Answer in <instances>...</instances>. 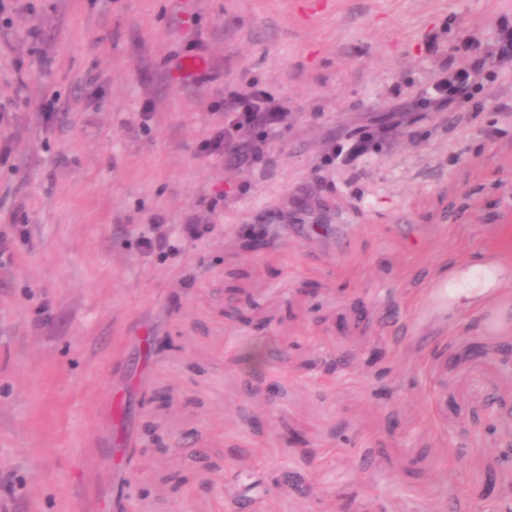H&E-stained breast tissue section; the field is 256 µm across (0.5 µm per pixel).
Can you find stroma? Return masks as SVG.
I'll list each match as a JSON object with an SVG mask.
<instances>
[{"instance_id":"stroma-1","label":"stroma","mask_w":512,"mask_h":512,"mask_svg":"<svg viewBox=\"0 0 512 512\" xmlns=\"http://www.w3.org/2000/svg\"><path fill=\"white\" fill-rule=\"evenodd\" d=\"M30 2L0 11V512H225L260 476L252 512H495L512 68L456 76L512 0ZM255 87L286 119L206 155ZM153 225V236H142L140 245L142 251L146 254H150L157 250H162L169 246L168 240L164 234L159 232L160 225L165 224V218L161 214H157L152 219ZM485 409L478 424L485 431L499 432L501 435V455H512V409L505 411L500 405L499 400L495 397L487 399ZM483 424V425H482ZM507 425V429H502Z\"/></svg>"}]
</instances>
